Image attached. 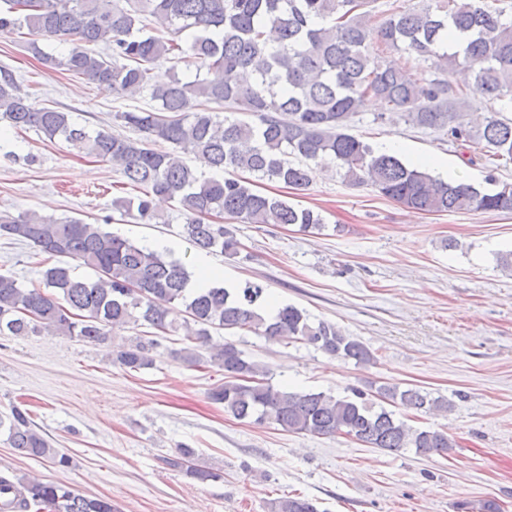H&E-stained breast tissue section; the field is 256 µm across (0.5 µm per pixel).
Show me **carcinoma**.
<instances>
[{
    "label": "carcinoma",
    "instance_id": "carcinoma-1",
    "mask_svg": "<svg viewBox=\"0 0 512 512\" xmlns=\"http://www.w3.org/2000/svg\"><path fill=\"white\" fill-rule=\"evenodd\" d=\"M510 12L512 0H420L388 13L378 10V0H0V35L27 29V49L42 66L82 76L115 95H144L153 102L149 110L115 115L138 132L136 138L90 130L67 112L34 105L13 72L0 67V119L51 141L61 137L79 153L112 164L139 189L134 199L113 201V208L139 224L158 219L155 198L178 203L186 239L228 257L241 250L233 225L206 217L298 224L305 231L324 227L320 213L253 189V179L304 190L312 182V165L325 161L335 162L350 185H368L416 212L512 213V183L495 176L501 163L512 162V118L502 108H473L477 98L512 105ZM51 40L68 44V51H46L44 42ZM372 41L426 63L430 78L379 67L366 52ZM101 43L109 52L96 51ZM162 62L193 64L195 77L184 81L175 75L154 84L151 71ZM372 99L409 125L479 149L493 189L444 181L376 152L350 133L351 121ZM222 111L248 113L255 121L222 118ZM161 142L171 149L155 148ZM183 152L202 157L224 176L193 170ZM0 236L77 260L97 273L93 280L80 279L70 266L55 264L43 271L41 288L0 273V335L53 328L100 345L112 341L116 329L140 326L142 335L112 351L114 362L139 371L153 365L154 336L174 331L172 314L181 306L188 314L187 345L172 354L190 366L224 369V384L209 398L233 417L293 433H340L390 452L446 455L455 447L447 431L413 428L394 411L400 406L446 412L445 398L397 385L379 387L376 402L356 388L343 397L290 392L269 382L267 371L236 344L210 348L213 330H254L357 364L374 361L360 340L330 322L310 320L294 305L264 318L259 309L265 288L259 283L192 293L181 263L79 218L1 214ZM0 429L16 452L68 464L21 409L0 418ZM196 456L183 445L170 465L201 482L220 478L197 465ZM6 490L10 507L0 503V512H113L111 501L63 484L0 475V496ZM270 512L320 509L305 496L288 495L271 502Z\"/></svg>",
    "mask_w": 512,
    "mask_h": 512
}]
</instances>
